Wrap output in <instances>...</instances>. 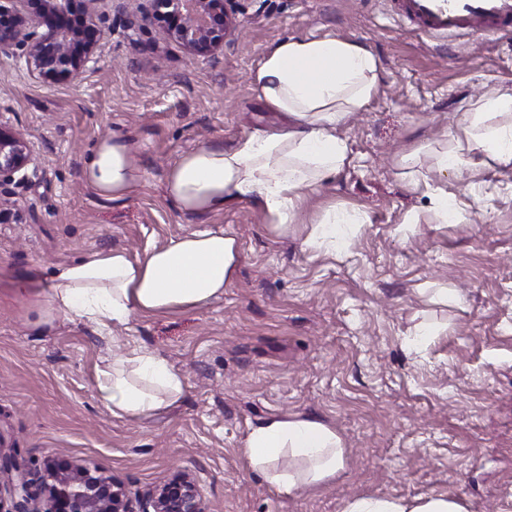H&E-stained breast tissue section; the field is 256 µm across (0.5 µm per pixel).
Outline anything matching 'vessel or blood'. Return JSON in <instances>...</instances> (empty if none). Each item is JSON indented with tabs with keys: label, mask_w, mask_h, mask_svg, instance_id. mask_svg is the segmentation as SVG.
Instances as JSON below:
<instances>
[{
	"label": "vessel or blood",
	"mask_w": 512,
	"mask_h": 512,
	"mask_svg": "<svg viewBox=\"0 0 512 512\" xmlns=\"http://www.w3.org/2000/svg\"><path fill=\"white\" fill-rule=\"evenodd\" d=\"M396 8L430 37L461 32L512 36V0H397Z\"/></svg>",
	"instance_id": "obj_1"
}]
</instances>
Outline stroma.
<instances>
[{
    "label": "stroma",
    "mask_w": 512,
    "mask_h": 512,
    "mask_svg": "<svg viewBox=\"0 0 512 512\" xmlns=\"http://www.w3.org/2000/svg\"><path fill=\"white\" fill-rule=\"evenodd\" d=\"M149 7L101 0L100 61L76 83L0 56V120L29 134L38 164L29 183L0 189V434L21 470L35 479L51 458L94 462L135 497L181 469L212 512H343L357 497L431 493L467 512H512V279L501 274L512 265V167H439L463 113L512 89V37L444 47L387 0H234L235 35L194 57L145 21ZM290 36L355 42L379 61L375 96L337 129L349 165L301 191L284 231L251 200L179 211L165 183L182 154L280 126L250 74ZM109 133L139 173L115 200L81 177ZM430 185L456 197L457 219L441 222ZM333 214L344 219L335 253L310 247ZM218 228L236 242L235 271L197 311L139 314L106 338L63 318L41 332L10 292L90 250L140 259ZM132 347L184 381L178 402L140 421L96 398L105 359ZM274 415L336 432L334 478L289 496L251 469L245 440Z\"/></svg>",
    "instance_id": "35a3bbf8"
}]
</instances>
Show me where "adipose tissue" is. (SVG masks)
Segmentation results:
<instances>
[{
  "label": "adipose tissue",
  "instance_id": "adipose-tissue-1",
  "mask_svg": "<svg viewBox=\"0 0 512 512\" xmlns=\"http://www.w3.org/2000/svg\"><path fill=\"white\" fill-rule=\"evenodd\" d=\"M376 57L355 43L324 37L286 38L262 57L251 74L258 98L280 113L281 127L257 132L232 147L207 144L183 154L166 180L168 197L183 212L218 213L237 202L260 203L272 224L287 227L299 192L339 172L348 146L334 130L363 110L377 89ZM512 111V92L489 98L484 111L467 113L440 158L443 170L459 175L485 155L512 166V124L494 125L495 111ZM129 146L108 134L96 143L82 175L101 197L126 193L137 175ZM235 241L220 230L192 232L154 248L144 259L127 251H91L53 265L44 287L17 281L13 292L31 305L34 327L50 328L66 318L95 329L125 325L143 312L195 311L221 298L235 260ZM183 379L158 354L132 349L99 370L96 395L113 417L141 420L176 403ZM292 470L275 469L281 455ZM245 455L279 492L292 495L322 484L342 467L344 450L335 431L319 421L276 415L253 429ZM344 512H465L448 494L411 499L359 497Z\"/></svg>",
  "mask_w": 512,
  "mask_h": 512
}]
</instances>
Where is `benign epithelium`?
<instances>
[{
    "label": "benign epithelium",
    "mask_w": 512,
    "mask_h": 512,
    "mask_svg": "<svg viewBox=\"0 0 512 512\" xmlns=\"http://www.w3.org/2000/svg\"><path fill=\"white\" fill-rule=\"evenodd\" d=\"M82 2V10L75 3ZM30 10L0 4V55L18 54L29 73L40 79L80 80L99 61L101 0H25ZM150 17L192 55L212 56L224 49V38L237 29L231 0H150ZM36 168L29 134L0 122V187L28 178ZM0 512H210L195 478L178 473L168 482L130 499L120 482L99 466L64 459L44 463L40 483L33 485L14 457L0 451ZM44 497L48 508L36 506Z\"/></svg>",
    "instance_id": "7a95c632"
}]
</instances>
